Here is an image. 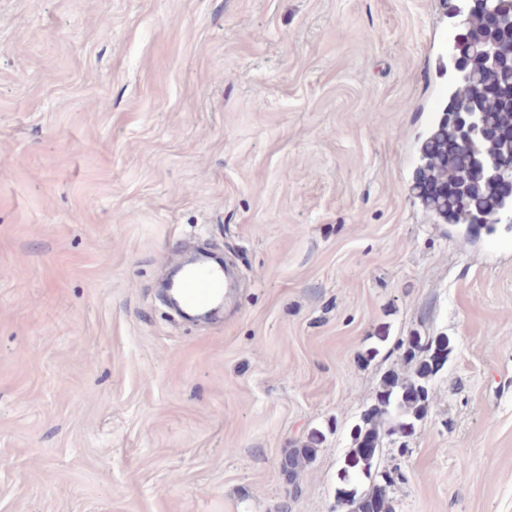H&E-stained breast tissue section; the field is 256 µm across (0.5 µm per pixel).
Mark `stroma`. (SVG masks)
I'll return each instance as SVG.
<instances>
[{"instance_id":"stroma-1","label":"stroma","mask_w":512,"mask_h":512,"mask_svg":"<svg viewBox=\"0 0 512 512\" xmlns=\"http://www.w3.org/2000/svg\"><path fill=\"white\" fill-rule=\"evenodd\" d=\"M439 7L0 0V512H346L414 334L452 350L379 458L395 512H512V223L412 190ZM197 246L236 275L217 321L160 294ZM324 434L321 431L314 432L305 448H296L288 453V458L283 463V468L288 471V476L293 479L295 470L302 464L310 462L316 453V448L322 443Z\"/></svg>"}]
</instances>
